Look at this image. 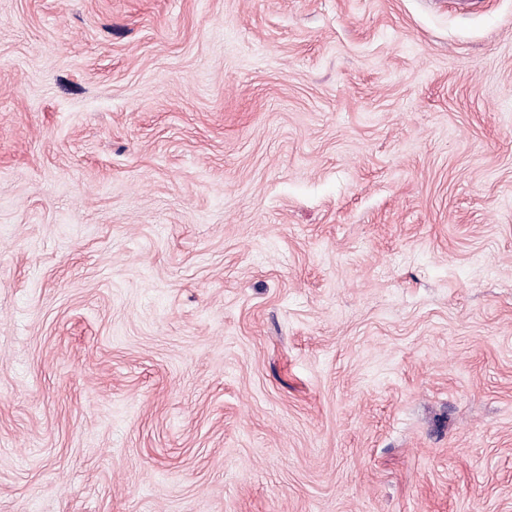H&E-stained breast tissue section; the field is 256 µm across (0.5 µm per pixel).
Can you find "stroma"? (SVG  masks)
I'll return each instance as SVG.
<instances>
[{
    "label": "stroma",
    "mask_w": 512,
    "mask_h": 512,
    "mask_svg": "<svg viewBox=\"0 0 512 512\" xmlns=\"http://www.w3.org/2000/svg\"><path fill=\"white\" fill-rule=\"evenodd\" d=\"M0 512H512V0H0Z\"/></svg>",
    "instance_id": "1"
}]
</instances>
